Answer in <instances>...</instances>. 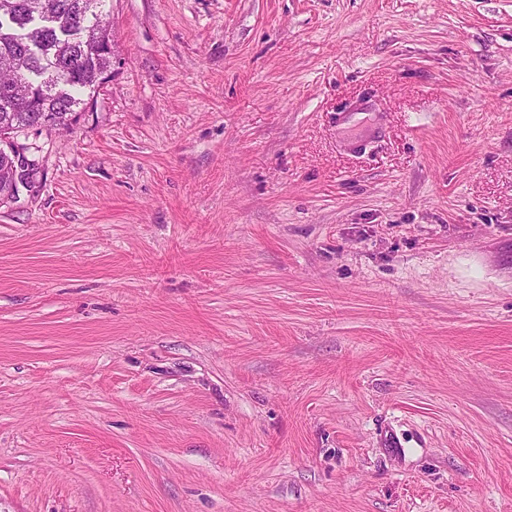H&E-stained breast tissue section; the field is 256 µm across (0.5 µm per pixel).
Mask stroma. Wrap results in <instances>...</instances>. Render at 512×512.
<instances>
[{"label":"stroma","instance_id":"stroma-1","mask_svg":"<svg viewBox=\"0 0 512 512\" xmlns=\"http://www.w3.org/2000/svg\"><path fill=\"white\" fill-rule=\"evenodd\" d=\"M107 8L0 204V512H512V0Z\"/></svg>","mask_w":512,"mask_h":512}]
</instances>
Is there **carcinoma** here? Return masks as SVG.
Here are the masks:
<instances>
[{
	"mask_svg": "<svg viewBox=\"0 0 512 512\" xmlns=\"http://www.w3.org/2000/svg\"><path fill=\"white\" fill-rule=\"evenodd\" d=\"M106 0H0V79L39 90L29 103L0 90V130H55L78 124L79 94L112 73ZM11 162L0 156V201L12 199Z\"/></svg>",
	"mask_w": 512,
	"mask_h": 512,
	"instance_id": "carcinoma-1",
	"label": "carcinoma"
}]
</instances>
